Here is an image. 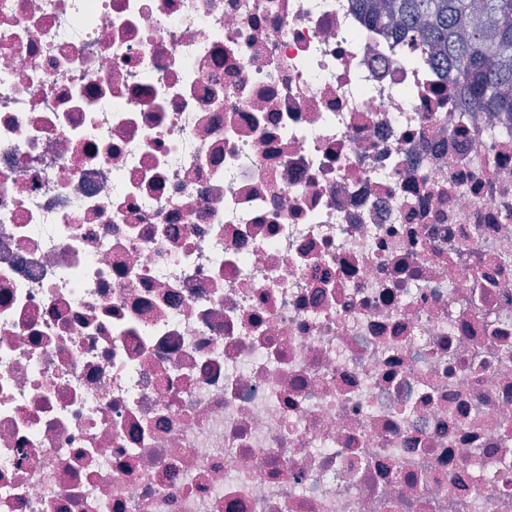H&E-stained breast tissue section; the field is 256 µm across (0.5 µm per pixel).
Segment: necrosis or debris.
I'll return each instance as SVG.
<instances>
[{
  "label": "necrosis or debris",
  "mask_w": 512,
  "mask_h": 512,
  "mask_svg": "<svg viewBox=\"0 0 512 512\" xmlns=\"http://www.w3.org/2000/svg\"><path fill=\"white\" fill-rule=\"evenodd\" d=\"M360 0H0V512H512V113Z\"/></svg>",
  "instance_id": "necrosis-or-debris-1"
}]
</instances>
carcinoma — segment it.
I'll return each mask as SVG.
<instances>
[{
  "label": "carcinoma",
  "mask_w": 512,
  "mask_h": 512,
  "mask_svg": "<svg viewBox=\"0 0 512 512\" xmlns=\"http://www.w3.org/2000/svg\"><path fill=\"white\" fill-rule=\"evenodd\" d=\"M455 70L468 111L512 113V0H362Z\"/></svg>",
  "instance_id": "1"
}]
</instances>
